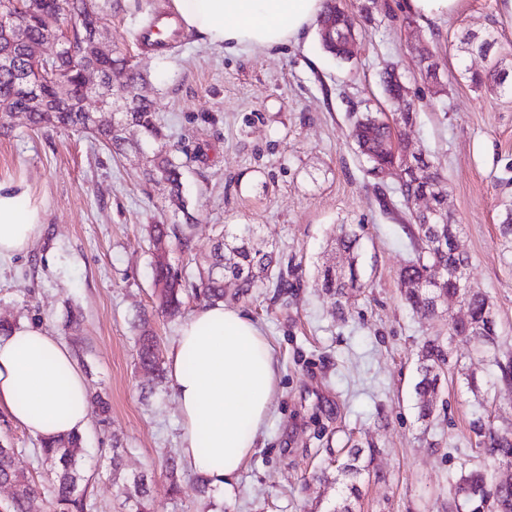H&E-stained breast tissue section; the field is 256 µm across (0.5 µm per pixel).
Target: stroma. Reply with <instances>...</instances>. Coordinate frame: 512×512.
Listing matches in <instances>:
<instances>
[{
	"label": "stroma",
	"instance_id": "obj_1",
	"mask_svg": "<svg viewBox=\"0 0 512 512\" xmlns=\"http://www.w3.org/2000/svg\"><path fill=\"white\" fill-rule=\"evenodd\" d=\"M171 2L104 7L113 52L148 73L141 92L168 150L195 156L184 183L198 219L196 259L174 251L171 261L194 275L215 225L251 224L294 261L303 283L284 302L266 289L226 299L271 343L279 369L273 411L232 495L212 488L202 498L188 484L173 494L165 465L181 443L175 394L137 369L136 337L149 330L166 350L178 332L180 319L155 308L146 227L184 218L168 208L162 187L145 183L134 152L116 158L86 134L34 129L22 116L0 128V182L24 181L42 211L33 245L0 261V320L43 324L70 346L89 387L109 398L110 426L82 433L92 512H127L105 472L116 450L123 476L151 475L158 512H207L210 500L224 512H332L353 484L361 492L355 512H452L470 471L490 466L512 481V467L482 446L487 427L512 430V385L494 365L512 356V236L501 232L512 211V94L474 90L468 74L488 61L460 44L466 32H492L495 52L512 68V16L501 0H460L439 24L414 18L402 0H377L369 21L358 16L364 0H338L357 17L345 61L325 53L314 31L265 54H228L189 31L170 51L142 53L136 31ZM424 47L441 60L440 84L420 74ZM389 63L415 103L416 120L399 136L445 178L457 248L470 260V282L490 298L497 334L490 351L449 340L458 365L428 423L416 409L418 354L444 326L401 299L399 274L414 256L409 211L395 186L375 192L350 137V113L398 111L380 82ZM340 224L360 237L364 287L337 305L317 268ZM74 311L82 315L76 331ZM0 445L17 449L19 467L44 479L33 438L3 411ZM353 458L362 468L355 478L341 470Z\"/></svg>",
	"mask_w": 512,
	"mask_h": 512
}]
</instances>
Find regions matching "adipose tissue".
Returning <instances> with one entry per match:
<instances>
[{
	"label": "adipose tissue",
	"mask_w": 512,
	"mask_h": 512,
	"mask_svg": "<svg viewBox=\"0 0 512 512\" xmlns=\"http://www.w3.org/2000/svg\"><path fill=\"white\" fill-rule=\"evenodd\" d=\"M186 30L227 52L266 53L298 41L324 0H173ZM26 184L0 183V260L26 251L41 229L38 205L21 207ZM181 419V458L232 493L270 417L278 367L262 329L217 303L195 310L168 351ZM33 437L82 432L88 387L70 349L42 325L19 322L0 335V411Z\"/></svg>",
	"instance_id": "ef3b65f1"
}]
</instances>
